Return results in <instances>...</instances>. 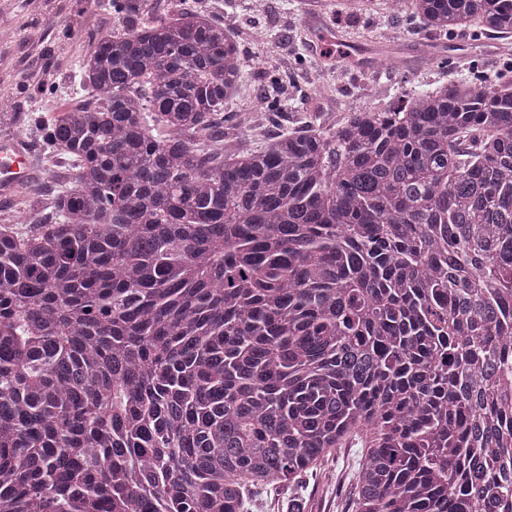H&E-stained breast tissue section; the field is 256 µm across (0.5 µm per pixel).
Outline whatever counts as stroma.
I'll list each match as a JSON object with an SVG mask.
<instances>
[{"instance_id":"stroma-1","label":"stroma","mask_w":512,"mask_h":512,"mask_svg":"<svg viewBox=\"0 0 512 512\" xmlns=\"http://www.w3.org/2000/svg\"><path fill=\"white\" fill-rule=\"evenodd\" d=\"M9 2L17 33L0 42V51L19 56L30 43H38L42 48L40 62L50 66L54 77L42 87L20 76L0 89V96L15 102L11 113L0 116V142L25 140L30 160L38 162L45 158L37 130L42 91L51 90L61 109L86 105L89 97L76 81L79 61L95 34L118 30L120 22L105 0H49L38 17L33 16L28 0ZM233 4L234 29L248 65L228 109L236 124L248 127L246 146L250 149L263 148L276 133L300 126L305 114L298 90L325 87L313 109L340 119L348 108L364 104L366 84H373L378 99L388 101L404 90L419 91L427 83L447 80L442 59L454 55L462 60L475 59L485 70L493 71L512 58V44L493 36L476 41L461 33L448 40L407 26L390 0H377L371 9L349 11L333 2L315 13L306 12L302 0H233ZM86 10L95 14V29L77 26L79 15ZM340 41L358 61L352 71H337L328 57L329 50ZM265 56L285 65L297 89L289 96L285 113L274 116L250 108L262 90L259 62ZM357 459V449H338L326 463L328 478H305L303 490L312 512H353L351 473Z\"/></svg>"}]
</instances>
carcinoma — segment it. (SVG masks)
<instances>
[{
	"instance_id": "cac0c4a2",
	"label": "carcinoma",
	"mask_w": 512,
	"mask_h": 512,
	"mask_svg": "<svg viewBox=\"0 0 512 512\" xmlns=\"http://www.w3.org/2000/svg\"><path fill=\"white\" fill-rule=\"evenodd\" d=\"M512 37V0H395ZM92 39L51 217L0 224V512H248L361 448L353 512L512 501V60L224 145L246 67L197 0ZM283 71L260 112H281Z\"/></svg>"
}]
</instances>
